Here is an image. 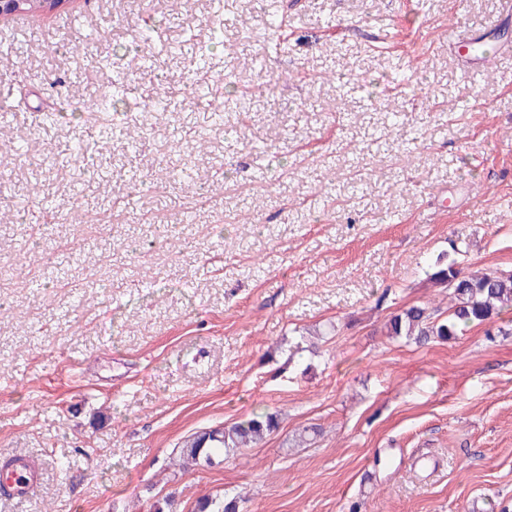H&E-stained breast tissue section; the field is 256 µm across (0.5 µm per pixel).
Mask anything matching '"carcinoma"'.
<instances>
[{
  "label": "carcinoma",
  "mask_w": 512,
  "mask_h": 512,
  "mask_svg": "<svg viewBox=\"0 0 512 512\" xmlns=\"http://www.w3.org/2000/svg\"><path fill=\"white\" fill-rule=\"evenodd\" d=\"M135 38L149 46L163 44V29L156 24L146 25L137 30ZM152 56L136 53L130 58L117 57L112 66V96L103 99L97 106L98 112H116L119 103L133 93L129 70L136 67L143 71L151 67ZM248 96L238 91L230 80L224 81V109L210 113L211 124L224 126L227 112H244ZM125 138L131 150H138L141 135L119 128L111 123L98 126L94 130L97 139H110L115 135ZM435 280L452 289L455 303L448 309V316L434 320L421 306H411L393 315L389 320L391 336H405L419 344H427L434 339L445 340L464 332L472 324H481L493 319L501 312V305L512 304V276L504 277L491 272L475 271L461 274L455 264L429 274ZM277 415L266 411H254L249 417L230 427L203 429L184 441L181 449L182 462L186 464H209L216 457L236 448H243L264 434L276 430ZM198 512H238L235 498H205L198 503Z\"/></svg>",
  "instance_id": "obj_1"
}]
</instances>
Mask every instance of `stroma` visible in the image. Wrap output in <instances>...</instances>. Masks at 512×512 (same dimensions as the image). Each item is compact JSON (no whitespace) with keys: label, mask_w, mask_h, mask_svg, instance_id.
Masks as SVG:
<instances>
[{"label":"stroma","mask_w":512,"mask_h":512,"mask_svg":"<svg viewBox=\"0 0 512 512\" xmlns=\"http://www.w3.org/2000/svg\"><path fill=\"white\" fill-rule=\"evenodd\" d=\"M269 3L224 0L217 48L212 0L0 22V464L42 470L0 512H196L225 495L240 512H512V309L445 342L386 330L412 305L447 315L427 274L448 262L512 275V53L469 75L448 48L450 25L483 27L500 2L279 0L260 72ZM151 17L167 48L119 114L140 152L115 137L76 158ZM206 48L213 76L253 92L232 135L186 100ZM339 74L370 85L340 93ZM154 76L168 111L147 108ZM256 409L276 431L174 467L186 438Z\"/></svg>","instance_id":"stroma-1"}]
</instances>
